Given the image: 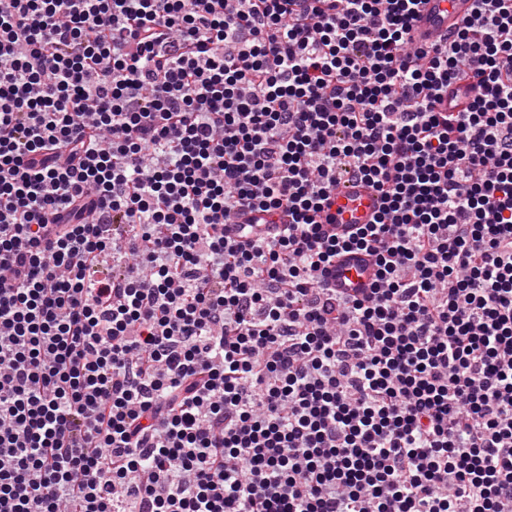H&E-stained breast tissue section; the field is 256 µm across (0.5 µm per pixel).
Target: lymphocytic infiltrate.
Returning <instances> with one entry per match:
<instances>
[{"mask_svg":"<svg viewBox=\"0 0 512 512\" xmlns=\"http://www.w3.org/2000/svg\"><path fill=\"white\" fill-rule=\"evenodd\" d=\"M422 3L0 0V512H512V0ZM471 0H426L416 23L418 34L429 44L452 34L471 12ZM383 207L381 195L359 179L339 185L331 195L329 207L323 213L335 218L327 228L338 235L349 233L357 224H372ZM374 259L366 252H350L339 255L336 263L326 274L336 288H368L374 279Z\"/></svg>","mask_w":512,"mask_h":512,"instance_id":"lymphocytic-infiltrate-1","label":"lymphocytic infiltrate"}]
</instances>
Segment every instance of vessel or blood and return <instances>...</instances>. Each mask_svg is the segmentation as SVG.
Segmentation results:
<instances>
[{"label": "vessel or blood", "mask_w": 512, "mask_h": 512, "mask_svg": "<svg viewBox=\"0 0 512 512\" xmlns=\"http://www.w3.org/2000/svg\"><path fill=\"white\" fill-rule=\"evenodd\" d=\"M471 5L472 0H424L416 23L419 35L432 43L452 34L468 18ZM382 207L381 195L366 182L355 179L333 191L327 213L335 219L333 231L343 235L357 225L374 223ZM374 273L372 256L365 252H350L337 257L326 278L338 288H367Z\"/></svg>", "instance_id": "obj_1"}]
</instances>
